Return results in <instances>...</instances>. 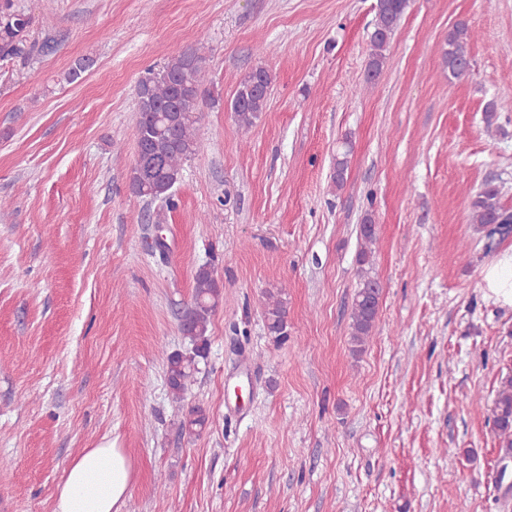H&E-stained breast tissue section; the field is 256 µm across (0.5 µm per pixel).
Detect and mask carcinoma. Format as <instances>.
<instances>
[{
  "label": "carcinoma",
  "instance_id": "carcinoma-1",
  "mask_svg": "<svg viewBox=\"0 0 512 512\" xmlns=\"http://www.w3.org/2000/svg\"><path fill=\"white\" fill-rule=\"evenodd\" d=\"M409 6V0H377L376 19L370 35V51L365 84L380 74L394 30ZM30 18L13 9L12 0L0 3V60L12 59L22 53ZM473 38L466 25L448 32L442 49L448 76L467 75L468 45ZM93 65V59L82 57L74 61L66 80L76 82ZM207 55L200 47L176 48L159 68H151L137 88V118L135 124L136 158L132 169V192L151 201L165 199L174 206L173 188L180 181L184 161L204 148L199 137V90L207 74ZM274 75L265 66H257L243 77L231 102V112L242 137H247L259 114L266 110ZM501 186L485 183L469 193L470 223L484 232L486 246L495 239L512 234V214L501 203ZM362 247L358 263L361 279L355 295L351 324L352 351L365 350L378 314L382 286L365 266L371 263L372 246L376 243L375 224L371 216L363 218L359 228ZM194 294L185 310L181 330L190 340L191 348L166 357L167 384L172 397L179 400L188 383L198 372L201 360L207 357L210 318L223 302L224 285L212 266H201L194 276ZM266 328L277 340L288 336L286 309L274 295L267 297L264 309ZM492 423L499 438L503 457L512 456V377L497 391L492 408Z\"/></svg>",
  "mask_w": 512,
  "mask_h": 512
}]
</instances>
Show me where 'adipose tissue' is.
Segmentation results:
<instances>
[{"label":"adipose tissue","instance_id":"ef3b65f1","mask_svg":"<svg viewBox=\"0 0 512 512\" xmlns=\"http://www.w3.org/2000/svg\"><path fill=\"white\" fill-rule=\"evenodd\" d=\"M482 282L489 301L512 310V247L484 266ZM132 471L131 458L115 442L84 449L64 472L53 512H121Z\"/></svg>","mask_w":512,"mask_h":512}]
</instances>
